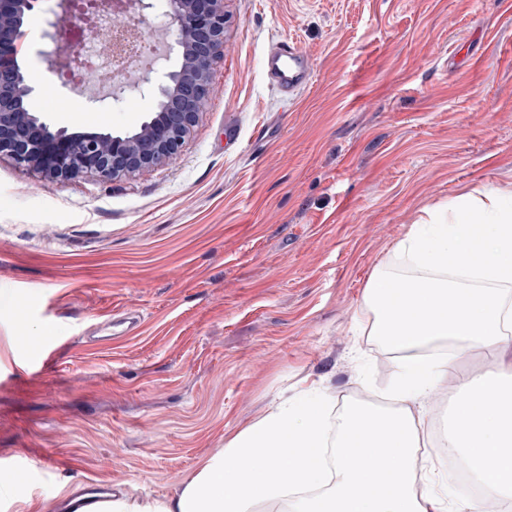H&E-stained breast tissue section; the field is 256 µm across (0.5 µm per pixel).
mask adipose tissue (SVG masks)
Listing matches in <instances>:
<instances>
[{
	"instance_id": "ef3b65f1",
	"label": "adipose tissue",
	"mask_w": 512,
	"mask_h": 512,
	"mask_svg": "<svg viewBox=\"0 0 512 512\" xmlns=\"http://www.w3.org/2000/svg\"><path fill=\"white\" fill-rule=\"evenodd\" d=\"M397 251L418 276L377 272L363 303L369 336L398 355L394 408L351 402L331 423L318 390L303 391L205 457L174 496H112L99 512H252L270 500L281 512H459L438 471L417 474L412 407L476 350L493 351L498 370L460 377L445 446L486 494L512 500V192L486 187L428 210ZM380 448L388 463L371 466Z\"/></svg>"
}]
</instances>
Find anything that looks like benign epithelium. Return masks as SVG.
<instances>
[{"label":"benign epithelium","instance_id":"1","mask_svg":"<svg viewBox=\"0 0 512 512\" xmlns=\"http://www.w3.org/2000/svg\"><path fill=\"white\" fill-rule=\"evenodd\" d=\"M39 0H0V156L49 182L81 177L112 181L175 160L206 108L212 65L224 48V0H166L168 49L178 68L154 83L152 70L129 88L156 87L160 111L131 134L71 132L55 127L23 101L33 93L17 42Z\"/></svg>","mask_w":512,"mask_h":512}]
</instances>
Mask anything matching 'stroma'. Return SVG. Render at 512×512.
Segmentation results:
<instances>
[{
	"label": "stroma",
	"instance_id": "stroma-1",
	"mask_svg": "<svg viewBox=\"0 0 512 512\" xmlns=\"http://www.w3.org/2000/svg\"><path fill=\"white\" fill-rule=\"evenodd\" d=\"M26 24V74L51 72ZM212 97L180 156L128 178L55 184L0 156V472L30 476L0 512L55 495L177 492L202 458L316 385L329 415L379 401L395 358L361 333L379 269L424 209L512 187V0H224ZM313 60L290 100L263 59ZM35 84L32 111L72 131L138 129L154 95L94 103ZM467 356L424 403L429 465Z\"/></svg>",
	"mask_w": 512,
	"mask_h": 512
}]
</instances>
